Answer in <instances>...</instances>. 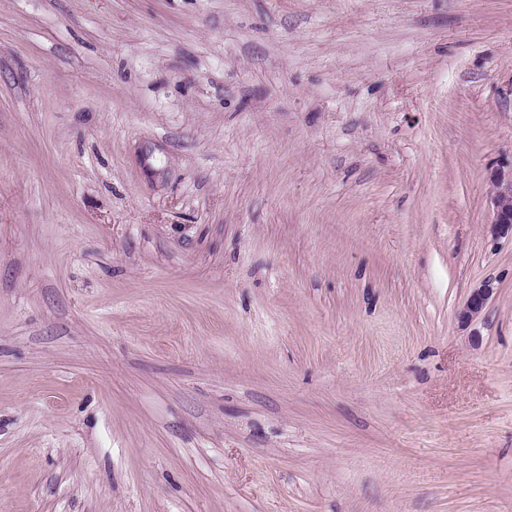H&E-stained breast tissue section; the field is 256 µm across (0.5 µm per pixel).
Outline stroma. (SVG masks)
<instances>
[{
    "mask_svg": "<svg viewBox=\"0 0 512 512\" xmlns=\"http://www.w3.org/2000/svg\"><path fill=\"white\" fill-rule=\"evenodd\" d=\"M510 173L512 0H0V512H512ZM493 213L492 231L501 238L512 240V176L499 178L490 195ZM494 287L490 280L474 288L465 303L458 309L456 318L461 326L468 327L482 318L493 296Z\"/></svg>",
    "mask_w": 512,
    "mask_h": 512,
    "instance_id": "stroma-1",
    "label": "stroma"
}]
</instances>
